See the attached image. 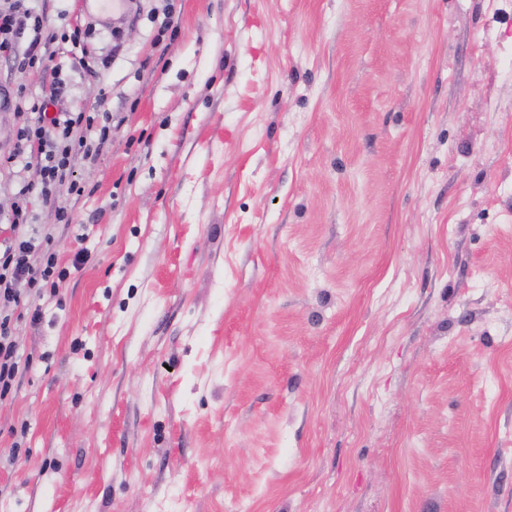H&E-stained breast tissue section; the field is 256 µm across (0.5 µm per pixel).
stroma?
Masks as SVG:
<instances>
[{
    "instance_id": "obj_1",
    "label": "stroma",
    "mask_w": 512,
    "mask_h": 512,
    "mask_svg": "<svg viewBox=\"0 0 512 512\" xmlns=\"http://www.w3.org/2000/svg\"><path fill=\"white\" fill-rule=\"evenodd\" d=\"M26 5L47 70L0 94L112 133L33 206L69 273L14 325L0 512H512V0Z\"/></svg>"
}]
</instances>
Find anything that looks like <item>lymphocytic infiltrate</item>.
<instances>
[{
  "instance_id": "1",
  "label": "lymphocytic infiltrate",
  "mask_w": 512,
  "mask_h": 512,
  "mask_svg": "<svg viewBox=\"0 0 512 512\" xmlns=\"http://www.w3.org/2000/svg\"><path fill=\"white\" fill-rule=\"evenodd\" d=\"M42 18L33 16L25 0H0V53L12 54L19 42L27 48L17 67L27 72L44 65L39 32ZM61 81H52L48 91L32 104L18 102L17 111L24 117L19 127L10 162L24 156L37 157L41 163L40 189L21 183L18 202L10 224V235L0 236V305H11L12 313L0 315V400L13 390L21 368L18 350L13 339L14 322L43 318L41 307L28 304L30 295H42L55 289L63 272L49 248L21 239L20 228L26 226L31 216V197L40 193L43 201H50L53 189L67 186L69 193L80 194L76 182L70 181V160L75 155L92 157L93 140H106L111 129L112 114L106 108L95 112L56 111L55 105L62 93Z\"/></svg>"
}]
</instances>
